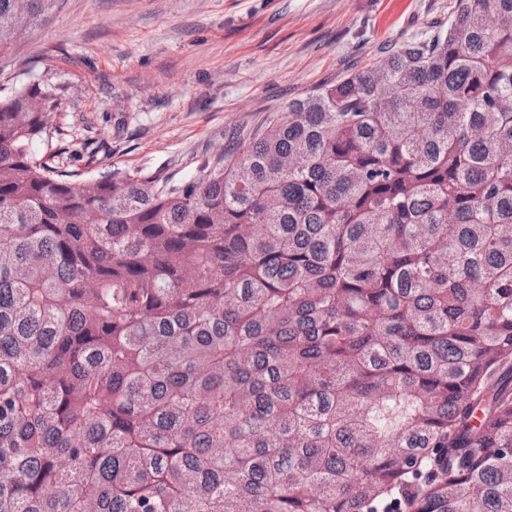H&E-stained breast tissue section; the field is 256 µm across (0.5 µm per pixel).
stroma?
I'll return each instance as SVG.
<instances>
[{
  "label": "stroma",
  "instance_id": "stroma-1",
  "mask_svg": "<svg viewBox=\"0 0 512 512\" xmlns=\"http://www.w3.org/2000/svg\"><path fill=\"white\" fill-rule=\"evenodd\" d=\"M452 0H63L0 75L48 85L61 163L189 180L324 83L447 30Z\"/></svg>",
  "mask_w": 512,
  "mask_h": 512
}]
</instances>
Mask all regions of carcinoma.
<instances>
[{"label": "carcinoma", "mask_w": 512, "mask_h": 512, "mask_svg": "<svg viewBox=\"0 0 512 512\" xmlns=\"http://www.w3.org/2000/svg\"><path fill=\"white\" fill-rule=\"evenodd\" d=\"M453 13L182 184L0 96V512H512V0Z\"/></svg>", "instance_id": "cac0c4a2"}]
</instances>
